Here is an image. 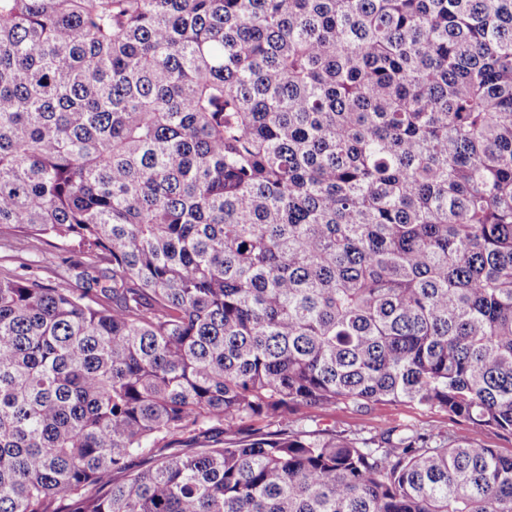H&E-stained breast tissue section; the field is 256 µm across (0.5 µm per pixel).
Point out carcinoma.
Segmentation results:
<instances>
[{
  "instance_id": "carcinoma-1",
  "label": "carcinoma",
  "mask_w": 512,
  "mask_h": 512,
  "mask_svg": "<svg viewBox=\"0 0 512 512\" xmlns=\"http://www.w3.org/2000/svg\"><path fill=\"white\" fill-rule=\"evenodd\" d=\"M2 227L76 260L0 274V512H512V455L290 427L512 433V0H0ZM320 418V428H331L348 435L369 437L384 429L409 425L420 432L440 433L446 439L448 436L465 435L477 443L496 448L504 455L512 454V434L477 427L446 412L429 410L413 403L380 404L367 413L337 405ZM215 428L206 436V438H200L196 441H190L189 439H179L176 443H173L169 446L168 449L164 451H157L156 449L151 451L150 448H147L145 451V461L142 463V468L148 465V460L151 457L158 458V456L162 454H167L170 452H184V453H193L202 450L203 448H214L216 446H223L225 439L232 438L231 436L224 435L223 426L216 424Z\"/></svg>"
}]
</instances>
